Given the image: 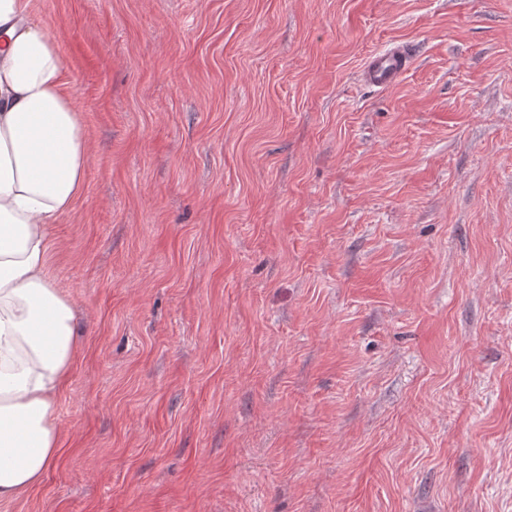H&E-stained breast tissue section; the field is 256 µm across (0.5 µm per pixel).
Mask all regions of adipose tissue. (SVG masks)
<instances>
[{
    "label": "adipose tissue",
    "instance_id": "obj_1",
    "mask_svg": "<svg viewBox=\"0 0 512 512\" xmlns=\"http://www.w3.org/2000/svg\"><path fill=\"white\" fill-rule=\"evenodd\" d=\"M87 157L55 38L29 0H0V502L38 484L60 446L57 397L77 329L47 275V242Z\"/></svg>",
    "mask_w": 512,
    "mask_h": 512
}]
</instances>
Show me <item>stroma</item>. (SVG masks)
<instances>
[{"label":"stroma","instance_id":"obj_1","mask_svg":"<svg viewBox=\"0 0 512 512\" xmlns=\"http://www.w3.org/2000/svg\"><path fill=\"white\" fill-rule=\"evenodd\" d=\"M30 13L89 143L78 355L0 512H512V0ZM410 64V54L403 46H394L371 55L361 73V80L373 88H386L398 82Z\"/></svg>","mask_w":512,"mask_h":512}]
</instances>
